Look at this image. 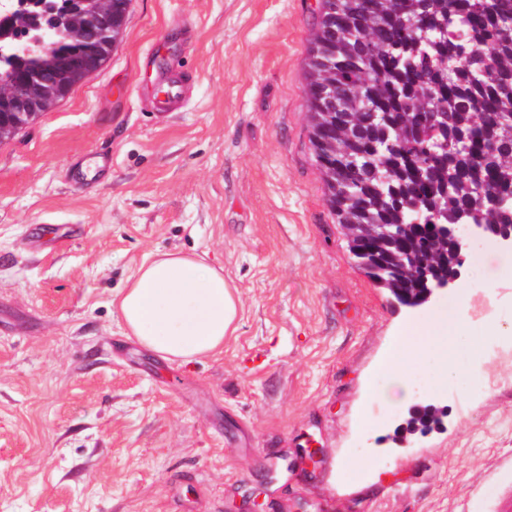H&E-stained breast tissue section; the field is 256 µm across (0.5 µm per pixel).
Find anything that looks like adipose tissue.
Wrapping results in <instances>:
<instances>
[{
    "label": "adipose tissue",
    "instance_id": "ef3b65f1",
    "mask_svg": "<svg viewBox=\"0 0 512 512\" xmlns=\"http://www.w3.org/2000/svg\"><path fill=\"white\" fill-rule=\"evenodd\" d=\"M118 307L143 346L183 364L223 348L238 313L223 270L175 252L143 263L121 291Z\"/></svg>",
    "mask_w": 512,
    "mask_h": 512
}]
</instances>
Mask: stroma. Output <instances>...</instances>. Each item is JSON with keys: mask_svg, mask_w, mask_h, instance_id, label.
Listing matches in <instances>:
<instances>
[{"mask_svg": "<svg viewBox=\"0 0 512 512\" xmlns=\"http://www.w3.org/2000/svg\"><path fill=\"white\" fill-rule=\"evenodd\" d=\"M316 6L132 0L105 64L0 144V512H239L247 493L498 512L512 493V250L471 241L459 286L414 308L358 268L310 143ZM174 62L187 100L154 111ZM160 251L235 286L222 352L183 365L127 334L114 299ZM441 308L466 327L460 374L412 334L403 389L375 375ZM427 405L442 427L405 431Z\"/></svg>", "mask_w": 512, "mask_h": 512, "instance_id": "stroma-1", "label": "stroma"}]
</instances>
